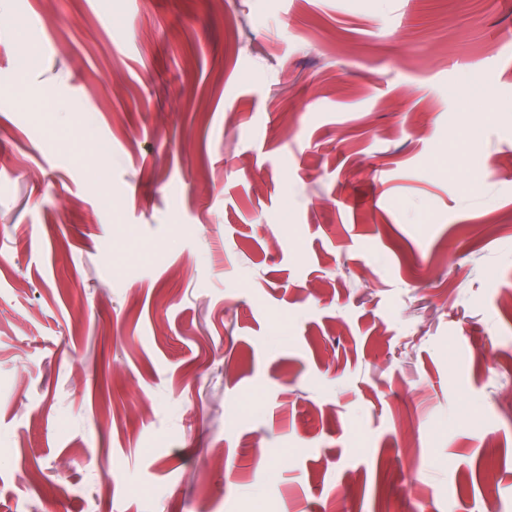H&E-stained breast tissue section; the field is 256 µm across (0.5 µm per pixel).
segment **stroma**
<instances>
[{"label":"stroma","mask_w":512,"mask_h":512,"mask_svg":"<svg viewBox=\"0 0 512 512\" xmlns=\"http://www.w3.org/2000/svg\"><path fill=\"white\" fill-rule=\"evenodd\" d=\"M510 31L0 0V512H512Z\"/></svg>","instance_id":"stroma-1"}]
</instances>
